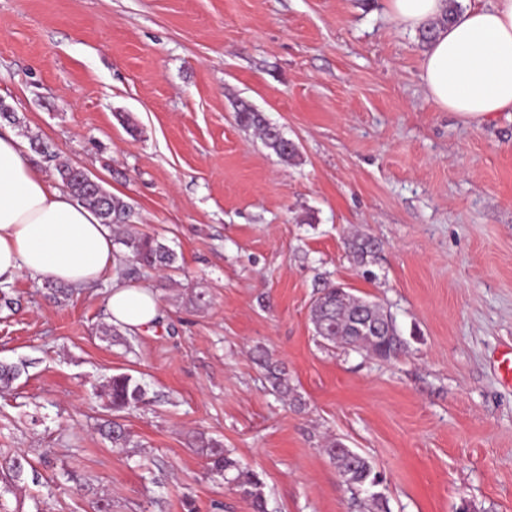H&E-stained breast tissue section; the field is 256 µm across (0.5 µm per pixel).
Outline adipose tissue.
I'll return each mask as SVG.
<instances>
[{
	"label": "adipose tissue",
	"mask_w": 512,
	"mask_h": 512,
	"mask_svg": "<svg viewBox=\"0 0 512 512\" xmlns=\"http://www.w3.org/2000/svg\"><path fill=\"white\" fill-rule=\"evenodd\" d=\"M447 0H387L397 25L415 30L439 19ZM427 97L467 124L512 112V0H479L439 29L421 60ZM115 259L112 230L26 157L10 128H0V282L20 272L77 288L95 283ZM112 323L155 326L159 302L141 284L113 288Z\"/></svg>",
	"instance_id": "ef3b65f1"
}]
</instances>
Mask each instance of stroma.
<instances>
[{"mask_svg": "<svg viewBox=\"0 0 512 512\" xmlns=\"http://www.w3.org/2000/svg\"><path fill=\"white\" fill-rule=\"evenodd\" d=\"M425 51L385 0H0V101L178 254L141 271L153 332L109 321L119 270L71 296L23 273L0 306V452L30 461L9 512H253L208 474L198 433L263 481L267 512H365L323 452L384 478L387 512H512V119L430 102ZM261 112L298 147L242 128ZM379 242L369 267L346 240ZM391 313L383 360L319 342L323 282ZM301 398L270 390L256 347ZM145 403L112 412L110 377ZM123 424L112 447L99 425ZM78 483L58 481L62 470ZM238 123L245 128H254L260 131L261 139L264 146L276 154L280 159L286 162L293 161L297 155V146L294 142L292 145L296 148H288V139H286L279 130L271 131L264 117L260 112L255 111L248 105H242L236 113Z\"/></svg>", "mask_w": 512, "mask_h": 512, "instance_id": "1", "label": "stroma"}]
</instances>
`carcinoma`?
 Returning a JSON list of instances; mask_svg holds the SVG:
<instances>
[{"label":"carcinoma","instance_id":"cac0c4a2","mask_svg":"<svg viewBox=\"0 0 512 512\" xmlns=\"http://www.w3.org/2000/svg\"><path fill=\"white\" fill-rule=\"evenodd\" d=\"M456 13L457 0H448L447 12L420 32L421 40L429 42L434 29L447 24ZM236 118L241 126L260 131L264 146L280 159L290 162L297 157V149L288 148V139L278 131H271V126L266 123L261 113L243 105L238 109ZM55 170L61 185L78 202L93 210L102 223L110 227H120L131 222L132 209L122 198L91 189L69 165H57ZM121 243L126 248V261L129 262V266L122 270L125 277L136 275L141 267L165 270L174 267L177 262L176 253L151 234L128 235ZM346 248L349 256L358 265L366 264L368 258L377 251L375 240L366 236L347 240ZM310 319L317 337L332 345L338 343L351 351L358 352L365 348L390 360L399 358L407 348L392 316L385 313L379 305L355 298L333 283H326L321 288L319 296L311 306ZM255 360L264 370L271 389L283 398L290 397L293 389L285 366L273 360L262 349L257 350ZM107 391L112 410L116 412L137 408L144 401L143 386L129 374L110 377ZM103 433L114 448H126L130 444L129 434L117 422L106 424ZM199 448L211 473L222 477L225 483L231 485L249 502L253 512H266L263 482L259 474L242 469L238 461L216 439L199 436ZM324 451L353 498H358L373 484H383L384 479L375 471L367 457L351 455L336 440L329 441ZM24 462L26 458L22 455L6 457L0 461V469H7L11 480H19L24 474Z\"/></svg>","mask_w":512,"mask_h":512}]
</instances>
